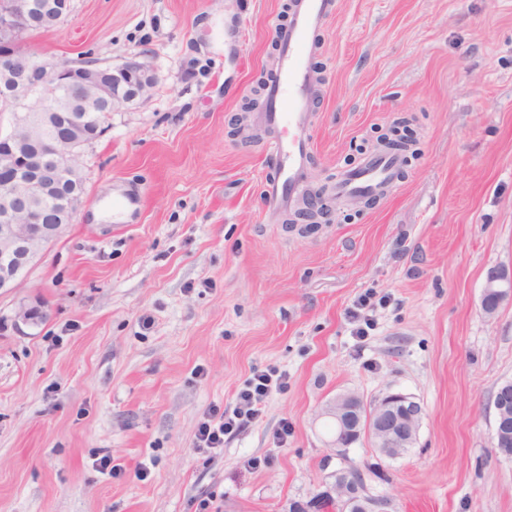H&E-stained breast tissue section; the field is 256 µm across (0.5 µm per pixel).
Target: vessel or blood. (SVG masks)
I'll use <instances>...</instances> for the list:
<instances>
[{"instance_id": "vessel-or-blood-1", "label": "vessel or blood", "mask_w": 512, "mask_h": 512, "mask_svg": "<svg viewBox=\"0 0 512 512\" xmlns=\"http://www.w3.org/2000/svg\"><path fill=\"white\" fill-rule=\"evenodd\" d=\"M335 14L336 0H294L291 23L277 34L276 74L256 115L258 124L270 131L266 154L275 173L266 180L264 195L267 212L273 216L288 213L309 190L307 161L313 147V115L308 104L319 91L309 46L317 29ZM400 164L399 154L377 147L341 172L332 191L337 200L350 204L388 195L396 186Z\"/></svg>"}]
</instances>
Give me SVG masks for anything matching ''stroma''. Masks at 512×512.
I'll list each match as a JSON object with an SVG mask.
<instances>
[{
	"mask_svg": "<svg viewBox=\"0 0 512 512\" xmlns=\"http://www.w3.org/2000/svg\"><path fill=\"white\" fill-rule=\"evenodd\" d=\"M285 2L70 0L31 34L58 60L142 58L158 83L110 113L77 214L0 296V512H282L340 466L322 409L389 392L424 416L403 457L351 449L369 494L389 512H512V459L492 444L512 296L480 309L488 273L512 270V0H337L312 51V186L400 118L419 154L391 194L303 231L265 213L264 141L228 134L274 67ZM116 184L136 209L93 224ZM36 304L47 321L15 326ZM258 371L285 389L198 447Z\"/></svg>",
	"mask_w": 512,
	"mask_h": 512,
	"instance_id": "obj_1",
	"label": "stroma"
}]
</instances>
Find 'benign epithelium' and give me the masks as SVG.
Listing matches in <instances>:
<instances>
[{
  "instance_id": "benign-epithelium-1",
  "label": "benign epithelium",
  "mask_w": 512,
  "mask_h": 512,
  "mask_svg": "<svg viewBox=\"0 0 512 512\" xmlns=\"http://www.w3.org/2000/svg\"><path fill=\"white\" fill-rule=\"evenodd\" d=\"M29 0H4L0 3V72L18 73L15 88L0 97V110L17 113V126L29 129L28 119L34 100L49 96L43 116L55 112L59 98L56 90L73 83L91 91L93 102L106 101L114 108L126 106L143 98L157 83L154 69L139 61L129 60L119 67L101 64L81 67L72 62H57L40 57L28 47L32 18ZM84 143L69 135H55L51 149L58 161L44 167L36 160L27 164L33 175L14 172L0 178V294L17 287L41 250L56 240L65 224H44L43 216L33 203L48 190L76 181L82 173L81 156ZM83 202V194L64 198L60 210L71 223ZM332 209L320 189L306 194L302 207L294 216L296 224H317L331 221ZM512 274L502 270L489 272L481 295V305L489 313L498 310L507 292L504 290ZM45 313L37 305L23 306L14 316L17 325H39ZM366 405L355 394L336 397L321 416L336 424V437L327 441L328 458L343 459L347 449L342 445L347 434L358 432L368 439L376 451L396 459L412 447L417 439L423 407L413 397L390 392L368 409L363 429H358V412ZM388 512L387 499L368 494L366 487L350 481L349 470L339 468L329 473L309 496L297 503L291 501L283 512Z\"/></svg>"
}]
</instances>
